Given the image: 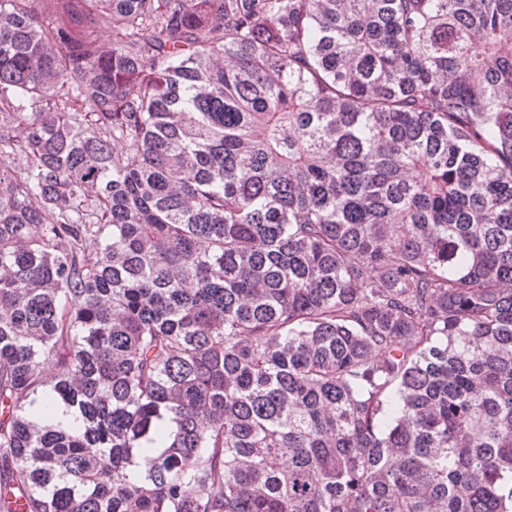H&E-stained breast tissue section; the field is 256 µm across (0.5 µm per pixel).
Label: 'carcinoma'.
I'll return each mask as SVG.
<instances>
[{"mask_svg":"<svg viewBox=\"0 0 512 512\" xmlns=\"http://www.w3.org/2000/svg\"><path fill=\"white\" fill-rule=\"evenodd\" d=\"M0 512H512V0H0Z\"/></svg>","mask_w":512,"mask_h":512,"instance_id":"obj_1","label":"carcinoma"}]
</instances>
